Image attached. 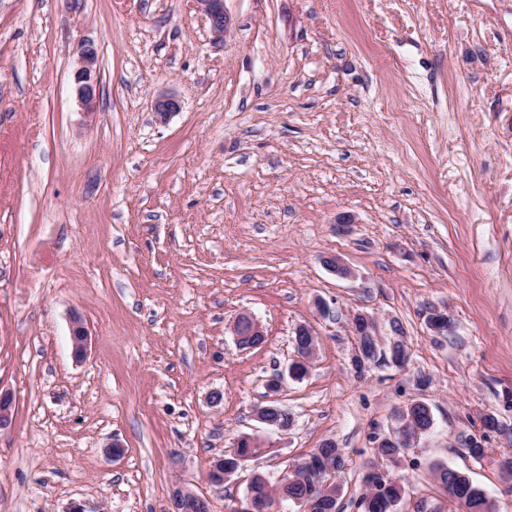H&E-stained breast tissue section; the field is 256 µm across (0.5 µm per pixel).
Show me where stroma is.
<instances>
[{
    "label": "stroma",
    "instance_id": "obj_1",
    "mask_svg": "<svg viewBox=\"0 0 512 512\" xmlns=\"http://www.w3.org/2000/svg\"><path fill=\"white\" fill-rule=\"evenodd\" d=\"M224 14L219 40L196 0H0V512H166L178 486L230 512L251 472L277 477L327 441L344 458L338 512H357L377 438L415 400L434 427L393 468L399 512H450L440 465L512 512V0ZM88 43L91 116L70 80ZM162 94L182 104L164 122ZM434 307L450 332L429 329ZM243 310L260 347L235 342ZM359 311L383 341L400 326L404 366L357 377ZM301 325L317 353L295 380ZM276 374L285 436L255 416ZM244 433L269 453L209 484Z\"/></svg>",
    "mask_w": 512,
    "mask_h": 512
}]
</instances>
